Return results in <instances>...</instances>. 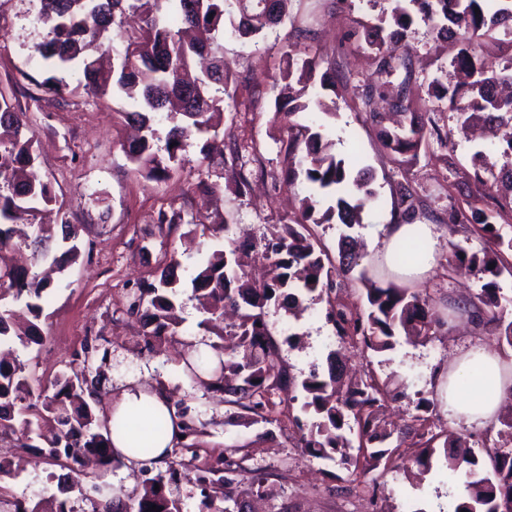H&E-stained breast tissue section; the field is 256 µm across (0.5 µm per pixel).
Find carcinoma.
I'll list each match as a JSON object with an SVG mask.
<instances>
[{
  "instance_id": "1",
  "label": "carcinoma",
  "mask_w": 512,
  "mask_h": 512,
  "mask_svg": "<svg viewBox=\"0 0 512 512\" xmlns=\"http://www.w3.org/2000/svg\"><path fill=\"white\" fill-rule=\"evenodd\" d=\"M124 2L40 0L38 18L47 27V39L38 52L52 68L78 69L84 87L96 95L112 93L125 101L128 108L120 115L142 132L125 147L126 157L145 178L162 181L176 170L191 137L213 129V119L224 102L215 93L221 91L228 97L236 84V76L221 60L202 74L190 76L191 59L208 49L225 22L240 39L262 38L265 29L286 15L291 0H134L132 7L144 14L143 25L128 32L123 48L116 51L119 67L105 70L86 55V50L92 44L105 45L110 26L125 10ZM414 6L437 37L454 33L464 42L456 61L461 72L459 84L451 89L437 80L429 83L424 98L427 111H435L446 101L462 128L474 121L488 126L512 122V97L501 98L496 92L498 85L512 82V57L500 66L476 53L496 37L512 45V0H383L378 23L360 24L353 36L359 48L374 55L376 63L362 93V111L380 128L385 148L398 163L416 156L433 136L437 144L448 147V137L413 118L407 127L387 129L386 113L375 107V98L384 96L388 78L397 70L411 76L406 32L414 22ZM322 62L323 56L303 57L294 47L285 52L283 85L275 98V112L288 124V157L274 180L292 187L302 179L310 192L301 200L292 223L263 245V256L271 262V283L260 292L251 288L236 250L219 245L196 266L191 279L192 292L209 300L199 328L216 337L207 346L217 361L210 363L197 350L180 355V359L194 385L206 393L224 394V402L234 407L226 419L238 426L278 421L273 396L287 391L292 383L280 344L266 321L265 309L273 300L284 298L288 306L297 307L302 300L313 303L327 299L328 319L337 335L378 357L393 351L400 336L426 338L432 329L444 324L421 292L374 277L365 268L358 275L363 309L348 310L339 297H331L341 286L340 278L361 266L363 255L355 238L346 232L340 235L337 252L331 253L310 226L336 223L350 229L360 223L365 207L378 202V195L361 174L354 172L351 162L331 153L322 126L295 120L312 106L330 113L315 92V73ZM174 104L177 108L170 110L161 153L155 148V117ZM34 142L26 115L1 101L0 252L23 245L31 250L32 262L27 267L0 262V440H11L24 452H40L54 460L63 473L49 475L58 491L52 495L54 506L44 507L40 502L32 506L0 492V512H74L68 506L71 495L83 494L88 478L78 469L79 462L95 456L104 468L124 465L112 448V431L127 432L129 427L125 423L112 427L98 408L100 379L92 375L88 362L100 345H85L76 354L81 368L46 383L33 377L28 362L21 358V351L43 342L38 321L50 283L39 276L37 268L48 263L62 272L81 256L79 231L66 217H61L59 240L35 223L40 208L55 203L56 195L34 171ZM257 175H265L264 166L256 171L231 167V181L239 193ZM473 181L475 194L469 210L457 211L449 223L480 225L483 247L471 252L450 243L448 269L466 264L483 284L473 299L457 304L455 310L469 314L477 327H494L512 347V320L505 319V296L499 285L504 274L512 275L501 258L503 250H512V238L504 240L495 224L496 218L512 215V168L499 169L497 162L479 152ZM332 193L337 196L336 204L323 206V197ZM494 193L495 212L477 207ZM395 195L399 218L414 220L422 201L410 182L398 183ZM422 248L418 238L405 242L393 263L405 264ZM179 268V260L170 258L158 279L135 291L129 313L144 318L147 336L158 338L176 332L183 288ZM328 361V374L314 370L301 382L302 409L309 415V421L300 428L301 447L315 459L355 466L357 459L350 454V435L354 433L358 450L376 468L388 458V450L381 444L391 437L380 423L379 409L386 399L406 398L408 394L398 387L390 388L391 378L381 381L373 370L338 390L341 360L332 354ZM176 406L181 419L180 458L152 456L166 431L164 420L154 418L144 433L132 437L133 448L144 456L145 471H153L158 463L166 464V470L146 478L142 494L124 503L113 500L104 505V512H146L152 505L161 512H183L172 486L180 480V469L189 467L196 472L195 484L208 512H251L248 498L264 493L267 474L243 465V458L236 457L239 445L228 446L197 463L204 423L186 400H179ZM419 437L421 450L413 460L418 470L430 471L434 460L441 457L447 469L465 477L453 512H512V448L495 445L486 449L483 460L460 438L444 442L439 449L435 446L437 435L424 431Z\"/></svg>"
}]
</instances>
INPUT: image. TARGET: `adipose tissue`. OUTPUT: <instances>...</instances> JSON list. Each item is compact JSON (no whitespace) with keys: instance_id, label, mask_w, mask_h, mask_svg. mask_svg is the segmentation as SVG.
<instances>
[{"instance_id":"ef3b65f1","label":"adipose tissue","mask_w":512,"mask_h":512,"mask_svg":"<svg viewBox=\"0 0 512 512\" xmlns=\"http://www.w3.org/2000/svg\"><path fill=\"white\" fill-rule=\"evenodd\" d=\"M421 234L427 248L407 264L396 266L392 257L400 244L414 234ZM438 234L428 224H391L377 241V258L389 264L391 277L405 284L423 281L433 271ZM481 378L482 388H474L472 378ZM512 384V364L495 351L479 347L456 359L447 371L438 375V394L446 411L459 427L486 426L500 411L506 385ZM169 398L162 386L141 384L124 388L112 401V420L138 422L147 426L151 415L168 416Z\"/></svg>"}]
</instances>
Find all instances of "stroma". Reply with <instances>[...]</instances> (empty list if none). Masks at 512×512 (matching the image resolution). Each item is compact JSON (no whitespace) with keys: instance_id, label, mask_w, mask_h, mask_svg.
<instances>
[{"instance_id":"1","label":"stroma","mask_w":512,"mask_h":512,"mask_svg":"<svg viewBox=\"0 0 512 512\" xmlns=\"http://www.w3.org/2000/svg\"><path fill=\"white\" fill-rule=\"evenodd\" d=\"M39 9L40 0H6L0 7V96L26 112L35 134L38 172L51 183L68 222L79 228L82 256L66 272L55 275L42 301L39 325L45 341L22 352V359L42 379L50 380L70 370L75 354L87 341L107 338L106 360L93 362L104 376L102 391L128 382L156 383L164 385L172 399L191 396L205 424L201 447L241 446L246 466L268 472V495L259 502V512H450L462 482L459 474L442 467L414 484L403 474V466L420 449L409 430L412 406L408 398L419 393L434 399L426 429L441 436L456 431L454 420L435 400L438 371L475 346L497 348L504 360L512 361V347L498 346L494 336L451 315L427 339L400 342L381 364L337 335L326 316V302L310 305L296 317L270 306V326L296 380L315 369L326 371L328 357L335 352L345 364L344 381L359 379L372 369L379 377H392L407 388V398L386 402L382 409L384 420L400 429L390 440L387 465L373 469L362 461L351 472L313 459L300 448V433L294 424L302 414L300 401L291 402V417L280 427L244 428L228 424L224 403L202 396L189 383L177 358L203 335L197 302L190 293L179 299L180 324L171 336L146 340L142 323L126 310L137 282L153 281L170 257L178 258L181 278L189 280L212 246L211 240L202 237L201 225L224 215L231 218L225 243L239 248L253 283L266 280L268 265L260 257L262 240L289 223L308 191L306 184L288 188L272 178L281 169L287 150V132L275 118L273 86L280 80L282 54L287 45L296 43L299 28L311 29V45L328 51L345 77L336 92L326 95L332 114L305 112L300 120L323 126L337 156L358 155L380 197L379 205L365 210L362 223L354 225L351 233L363 242L365 254H372L385 225L394 221L397 183L410 181L424 202L420 223L433 225L439 234L437 266L422 284L434 303L469 297L481 288L477 276L451 272L446 262L449 242L475 250L482 247L478 227L452 224L448 217L464 205L473 183L476 153L512 165V155L503 156L500 150L502 131L486 128L468 136L458 132L448 147L433 142L416 157L393 162L378 129L361 110L362 85L375 64L373 55L358 48L353 36L357 20H377V0H341L332 12L323 0H291L287 15L267 29L263 40L242 42L225 31L216 34L211 48L212 56L224 58L238 81L233 98L224 102L216 132L232 130L243 162L261 153L267 177L253 179L250 190L236 193L227 169L202 157L204 138L197 135L189 141L171 178L149 181L123 152L133 129L116 113V101L86 90L78 70H54L42 61L38 46L46 31L37 20ZM407 40L414 105L419 108L430 81L454 83L452 63L460 44L454 39H434L421 21L411 26ZM202 180L220 184L221 193L203 198L197 188ZM174 209L182 211L183 223L158 224L159 213ZM293 332L300 335L295 346L286 342ZM53 470L49 459L29 456L20 461L7 485L35 503L55 493V484L48 480Z\"/></svg>"}]
</instances>
